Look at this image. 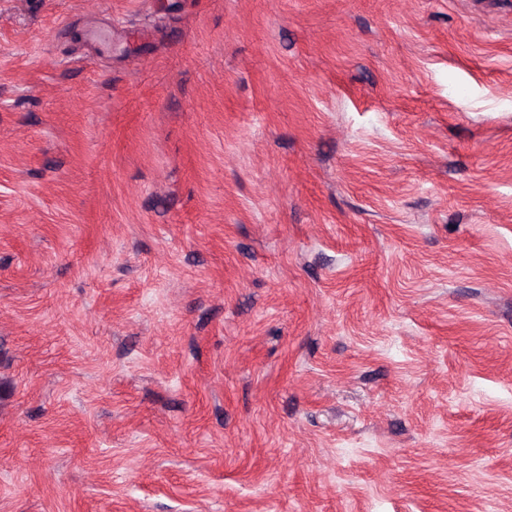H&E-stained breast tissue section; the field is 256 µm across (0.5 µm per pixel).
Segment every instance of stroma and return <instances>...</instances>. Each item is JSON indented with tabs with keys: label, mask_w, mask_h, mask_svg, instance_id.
<instances>
[{
	"label": "stroma",
	"mask_w": 512,
	"mask_h": 512,
	"mask_svg": "<svg viewBox=\"0 0 512 512\" xmlns=\"http://www.w3.org/2000/svg\"><path fill=\"white\" fill-rule=\"evenodd\" d=\"M0 512H512V0H0Z\"/></svg>",
	"instance_id": "1"
}]
</instances>
